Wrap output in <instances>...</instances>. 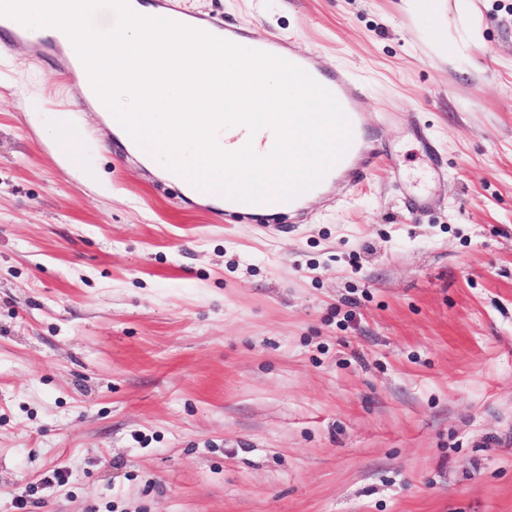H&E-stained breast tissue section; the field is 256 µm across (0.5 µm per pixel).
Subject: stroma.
Here are the masks:
<instances>
[{
	"label": "stroma",
	"mask_w": 512,
	"mask_h": 512,
	"mask_svg": "<svg viewBox=\"0 0 512 512\" xmlns=\"http://www.w3.org/2000/svg\"><path fill=\"white\" fill-rule=\"evenodd\" d=\"M173 2L350 70L391 166L243 222L0 37V512H512V0Z\"/></svg>",
	"instance_id": "35a3bbf8"
}]
</instances>
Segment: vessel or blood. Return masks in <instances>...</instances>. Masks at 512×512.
<instances>
[{
	"mask_svg": "<svg viewBox=\"0 0 512 512\" xmlns=\"http://www.w3.org/2000/svg\"><path fill=\"white\" fill-rule=\"evenodd\" d=\"M154 15L197 30H206L212 36L235 44L247 43L249 48L281 57L299 66L327 88L340 103L353 133V141L345 154L329 169L323 178L324 184L342 182L353 186L367 177L374 169L385 163L388 152L376 140L373 125L364 110L365 88L348 71L327 70L319 65L315 54H299L293 43L281 36L256 37L246 30L225 25L223 18L193 16L174 9L171 0H151ZM33 53L51 59L60 68L81 75L77 86V99L82 108L94 103V90L89 79L83 78L84 64L75 54L66 33L51 41L33 46Z\"/></svg>",
	"mask_w": 512,
	"mask_h": 512,
	"instance_id": "b4317fda",
	"label": "vessel or blood"
}]
</instances>
